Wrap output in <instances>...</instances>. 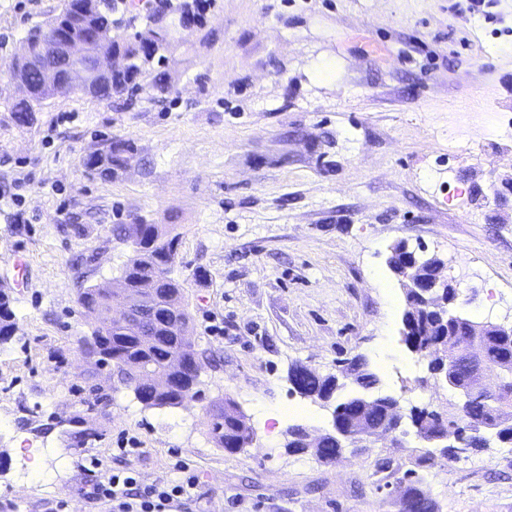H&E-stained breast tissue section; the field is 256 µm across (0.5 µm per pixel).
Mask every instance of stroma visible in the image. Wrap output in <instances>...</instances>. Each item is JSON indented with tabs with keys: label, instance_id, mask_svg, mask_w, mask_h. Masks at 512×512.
Returning a JSON list of instances; mask_svg holds the SVG:
<instances>
[{
	"label": "stroma",
	"instance_id": "1",
	"mask_svg": "<svg viewBox=\"0 0 512 512\" xmlns=\"http://www.w3.org/2000/svg\"><path fill=\"white\" fill-rule=\"evenodd\" d=\"M473 4L211 0L203 20L167 18L165 59L136 93L57 95L28 127L0 111V288L17 325L0 348V512H106L91 476L130 467L152 484L179 461L200 482L169 512H396L426 443L381 433L329 462L289 451V426L324 435L332 410L292 393L288 371L361 357L402 408L454 402L417 386L401 341L399 240L473 290L472 320L512 322V0ZM61 5L0 0V65ZM127 141L123 168L86 172L88 153ZM118 224L179 236L206 351L185 406L143 407L81 350L80 287L132 254ZM225 397L255 433L233 454L209 434ZM288 405L308 417L262 421ZM422 488L436 512H512V448L436 460Z\"/></svg>",
	"mask_w": 512,
	"mask_h": 512
}]
</instances>
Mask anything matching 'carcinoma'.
<instances>
[{
	"mask_svg": "<svg viewBox=\"0 0 512 512\" xmlns=\"http://www.w3.org/2000/svg\"><path fill=\"white\" fill-rule=\"evenodd\" d=\"M119 0H106L105 6L92 17V28L100 34L94 50L112 53L118 49L130 59L123 69H116L107 77V83L86 84L81 90L96 97L110 98L138 88L136 79L144 66L156 59L163 60L161 49L167 42L168 31L149 27L152 14L144 16L148 28L132 29L122 43L112 39L114 11ZM68 8L47 21L33 25L26 36L29 54L39 56L54 34L67 23ZM29 97L14 101L0 97V107L10 113L19 126H29L35 112L48 98L37 72L27 74ZM131 151L124 144L109 148L102 154L86 158L85 166L101 174L110 175L126 161L124 153ZM116 235L131 242L133 256L120 269L115 280L132 296L139 297L133 317L124 323L112 322L111 282L90 284L82 289L78 304L95 313L89 334L81 338V349L87 355L110 361L118 368L122 385L130 389L146 408L173 409L184 406L196 396L203 367V352L181 325L189 323L190 311L185 302L186 280L175 275L179 237L158 224H119ZM417 292L405 289L406 306L401 317V336L406 348L417 361L427 366L433 376L448 374L467 389L468 402L463 410L448 411L413 406L408 413H394L391 406L396 398L391 395H373L379 384L378 376L368 364L357 358L350 362L348 371L358 391L344 392L345 383L336 375L323 376L316 371L295 364L291 367L295 391L303 397L318 400L328 396L335 400L333 427L339 437H328L320 448L311 452L321 461L339 457L344 448L357 444L358 439L380 427L398 431L406 423L414 428L415 436L429 445H435V436L448 433L455 436V445L440 450L441 456L451 461L458 458L456 449L471 452L489 447L496 442L512 447V328L486 326L462 312L468 304L466 297H458L446 288L448 306L441 309L415 304ZM15 313L11 294L0 289V346L12 340L11 328ZM181 358L183 369L174 372L178 380L158 389L152 386L154 376L171 373V360ZM497 368L502 383L497 389L485 386L481 371ZM210 434L219 448L228 453L240 452L254 440V432L247 425L237 404L226 398L211 407ZM422 475L416 470L407 474V485L397 501L398 512H434V502L421 489Z\"/></svg>",
	"mask_w": 512,
	"mask_h": 512,
	"instance_id": "1",
	"label": "carcinoma"
}]
</instances>
